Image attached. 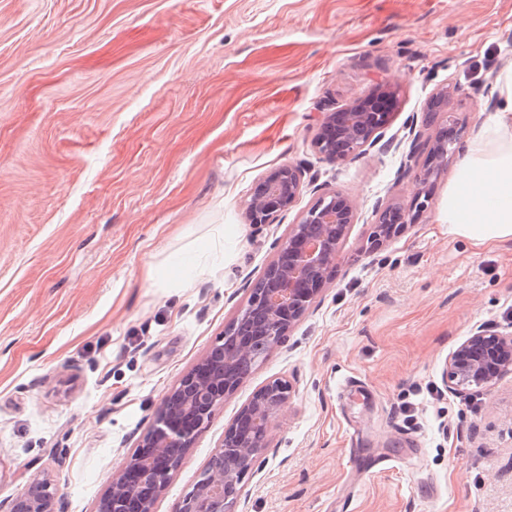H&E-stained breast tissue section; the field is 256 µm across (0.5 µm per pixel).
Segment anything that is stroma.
Returning <instances> with one entry per match:
<instances>
[{"instance_id": "1", "label": "stroma", "mask_w": 512, "mask_h": 512, "mask_svg": "<svg viewBox=\"0 0 512 512\" xmlns=\"http://www.w3.org/2000/svg\"><path fill=\"white\" fill-rule=\"evenodd\" d=\"M512 66V0H0V512L37 481L97 512L164 396L243 310L278 242L331 188L357 204L338 267L199 430L155 512H175L268 381L291 386L234 512H512V369L455 392L445 362L512 332V239L476 246L411 209L407 127L431 94L474 136ZM394 93L400 149L329 163L328 106ZM308 168L273 224L244 207ZM412 402L414 420L400 407ZM307 171L301 166L282 165L269 172L247 202L250 224H273L280 213L294 206L305 187ZM406 221L405 213L396 205L388 204L376 211V230L371 235V245L377 247L382 245L384 241H387L396 233L399 232L400 228Z\"/></svg>"}]
</instances>
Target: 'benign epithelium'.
<instances>
[{
	"label": "benign epithelium",
	"instance_id": "benign-epithelium-1",
	"mask_svg": "<svg viewBox=\"0 0 512 512\" xmlns=\"http://www.w3.org/2000/svg\"><path fill=\"white\" fill-rule=\"evenodd\" d=\"M458 92L459 87L448 83L432 93L430 112L426 113L423 124L448 126V137L423 142L421 132L409 126L408 161H413L421 144L428 149V162L435 166L445 167L451 161L458 130L455 116L448 111V100ZM386 117L387 113L378 108L371 111L360 100L325 112L315 148L324 160L333 163L365 155L381 142ZM306 175L304 168L294 165L271 170L247 202L245 215L249 223H275L302 194ZM413 179L414 210L418 215L427 208L430 197L429 170L414 173ZM356 209L351 198L327 191L292 225L267 268L269 286L252 290L247 307L224 332L233 338V356L224 358V366L220 367L212 353H206L165 396L140 450L112 475L98 512H154L156 501L179 468L171 452L185 455L194 446L199 429L223 403L224 397L244 382L237 365L243 360L254 363L260 360L254 347L256 338H261L266 349L271 350L307 313L337 268L340 243L354 223ZM405 221L406 215L398 206L379 207L371 245L383 244L399 232ZM510 366L512 336L480 328L449 355L442 380L453 391L486 386ZM288 397L289 384L282 379H274L256 390L225 429L216 455L225 453L253 462L263 444L253 443L248 434L239 431V426L250 421L269 429ZM240 480L238 470L230 462L206 469L176 512H228L239 499ZM59 498V487L46 482L41 494H32L27 489L13 498L9 512H59Z\"/></svg>",
	"mask_w": 512,
	"mask_h": 512
}]
</instances>
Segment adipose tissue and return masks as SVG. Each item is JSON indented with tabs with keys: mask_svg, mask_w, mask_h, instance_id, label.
<instances>
[{
	"mask_svg": "<svg viewBox=\"0 0 512 512\" xmlns=\"http://www.w3.org/2000/svg\"><path fill=\"white\" fill-rule=\"evenodd\" d=\"M449 234L476 245L512 238V69L499 77V106L467 143L448 184Z\"/></svg>",
	"mask_w": 512,
	"mask_h": 512,
	"instance_id": "ef3b65f1",
	"label": "adipose tissue"
}]
</instances>
